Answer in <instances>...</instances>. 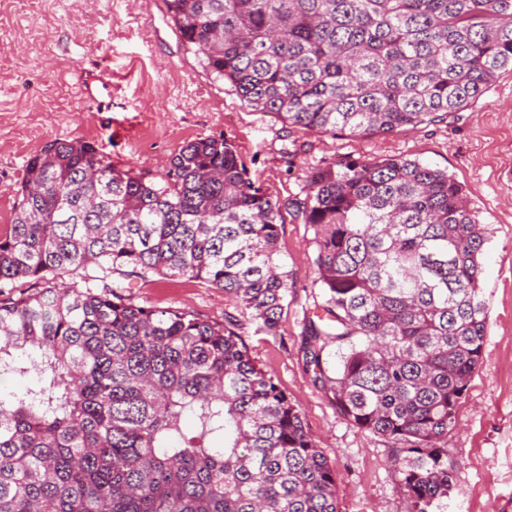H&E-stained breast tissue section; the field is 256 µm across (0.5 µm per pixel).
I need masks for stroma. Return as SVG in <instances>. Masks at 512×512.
Segmentation results:
<instances>
[{
	"label": "stroma",
	"instance_id": "35a3bbf8",
	"mask_svg": "<svg viewBox=\"0 0 512 512\" xmlns=\"http://www.w3.org/2000/svg\"><path fill=\"white\" fill-rule=\"evenodd\" d=\"M0 31L11 38L0 67V226L13 220L28 161L54 140L88 141L117 167L157 182L188 142L221 137L256 185L281 202L304 195L309 171L341 159L402 156L463 184L488 226L481 275L488 318L482 361L445 443L458 471L442 512H512V74L449 123L335 138L282 124L214 80L164 0H43L29 15L0 0ZM91 74L104 83L93 98L84 91ZM279 248L289 290L275 336L200 282L136 279L128 295L140 306L185 308L206 320L236 316L251 357L287 393L335 471L339 512H404L393 448L352 425L305 367L314 232L288 209Z\"/></svg>",
	"mask_w": 512,
	"mask_h": 512
}]
</instances>
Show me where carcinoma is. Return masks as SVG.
I'll use <instances>...</instances> for the list:
<instances>
[{"label":"carcinoma","mask_w":512,"mask_h":512,"mask_svg":"<svg viewBox=\"0 0 512 512\" xmlns=\"http://www.w3.org/2000/svg\"><path fill=\"white\" fill-rule=\"evenodd\" d=\"M164 2L215 79L331 136L443 123L512 73V0ZM162 180L80 140L27 164L0 234V377L38 379L0 397V512H338L336 473L237 324L126 295L132 277L200 280L277 335L280 203L222 138L188 143ZM307 183L288 203L317 246L306 368L395 448L406 512H435L458 470L442 442L484 352L485 225L416 159L345 160ZM21 280L45 287L18 294Z\"/></svg>","instance_id":"1"}]
</instances>
